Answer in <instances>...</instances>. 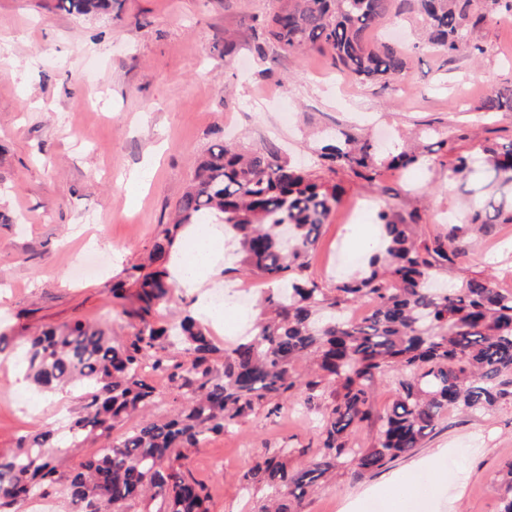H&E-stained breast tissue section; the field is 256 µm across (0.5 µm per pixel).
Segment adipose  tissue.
Returning <instances> with one entry per match:
<instances>
[{
    "label": "adipose tissue",
    "instance_id": "obj_1",
    "mask_svg": "<svg viewBox=\"0 0 512 512\" xmlns=\"http://www.w3.org/2000/svg\"><path fill=\"white\" fill-rule=\"evenodd\" d=\"M181 236L171 250L168 270L183 288L195 294V308L202 319L223 322V314L208 304V287L221 277L224 254L236 249L237 241L229 231L216 238L209 224L186 225Z\"/></svg>",
    "mask_w": 512,
    "mask_h": 512
}]
</instances>
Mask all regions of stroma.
<instances>
[{"instance_id": "35a3bbf8", "label": "stroma", "mask_w": 512, "mask_h": 512, "mask_svg": "<svg viewBox=\"0 0 512 512\" xmlns=\"http://www.w3.org/2000/svg\"><path fill=\"white\" fill-rule=\"evenodd\" d=\"M59 0H0V331L23 341L46 327L82 321L133 332L112 285L140 264L168 224L195 162L218 142L278 141L288 159L316 162L326 132L343 128L399 147L432 145L436 132L466 127L487 143L512 138V112L476 113L496 87L512 84V19L482 30L480 58L448 59L432 46L410 52L390 93L336 69L330 53L282 51L266 38L277 0H116L111 13L70 14ZM235 48L225 53V39ZM264 54H257L256 43ZM292 113L283 121L282 109ZM462 139L436 169L381 170V195L344 169L340 208L322 228L310 272L323 287L357 274L380 233L377 211L419 210L435 234L460 216L473 179L449 180ZM357 214H349L351 205ZM465 275L512 287V224L470 236ZM372 416L350 437L372 447L397 397L394 373L371 386ZM329 396L299 395L188 449L187 463L211 495L212 512H260L267 492L243 490L241 475L263 456L293 452L294 467L317 456ZM79 392L35 393L25 370L0 354V458L21 439L77 416ZM512 461V404L452 413L413 454L361 475L327 474L303 512H391L370 489L411 481L406 512H499L502 469Z\"/></svg>"}]
</instances>
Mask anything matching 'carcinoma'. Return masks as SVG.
Returning <instances> with one entry per match:
<instances>
[{
  "label": "carcinoma",
  "instance_id": "carcinoma-1",
  "mask_svg": "<svg viewBox=\"0 0 512 512\" xmlns=\"http://www.w3.org/2000/svg\"><path fill=\"white\" fill-rule=\"evenodd\" d=\"M77 15L105 14L112 0H61ZM416 13L429 43L449 57L484 53L479 30L500 14L512 16V0H281L270 16L268 35L284 51L327 50L336 68L361 83L394 88L406 72L407 52L373 32ZM484 109L512 112V86L491 90ZM489 169L478 174L463 224L426 235L419 216L392 209L377 213L384 240L373 248L359 276L323 287L309 273L321 229L342 200L343 189L316 172L281 157L275 141L245 150L231 143L197 162L173 222L127 280L112 286V298L132 297L137 319L126 340L106 325L77 321L49 328L24 343V365L44 391L76 386L83 411L68 432L46 429L22 440L17 453L0 462V512L60 487L84 512H125L138 499H162L165 512H211L205 483L188 468L185 450L196 448L262 407L303 392L331 390L323 417L319 459L289 471L288 456L266 457L244 473L242 488L277 495L266 512H301L303 497L331 469L375 471L412 453L450 412L478 415L512 402V298L488 277L449 275L466 256L462 245L471 225L512 223V139L484 148ZM320 166L348 168L378 193L386 188L379 170L441 164L431 150L399 151L336 133ZM474 160L458 155L451 175L475 173ZM217 214L233 231L243 269L277 285L264 299L254 336L224 350L187 311L159 325L158 309L174 296L163 261L186 224ZM362 301L372 316L342 319ZM176 329L184 346L180 360L161 355ZM305 367L304 372L297 365ZM165 373L183 405L169 419L147 417L161 394L145 381L144 367ZM393 369L398 396L382 417L377 443L348 448L358 423L371 417V383ZM112 443L71 473L58 471L55 453L99 438Z\"/></svg>",
  "mask_w": 512,
  "mask_h": 512
}]
</instances>
